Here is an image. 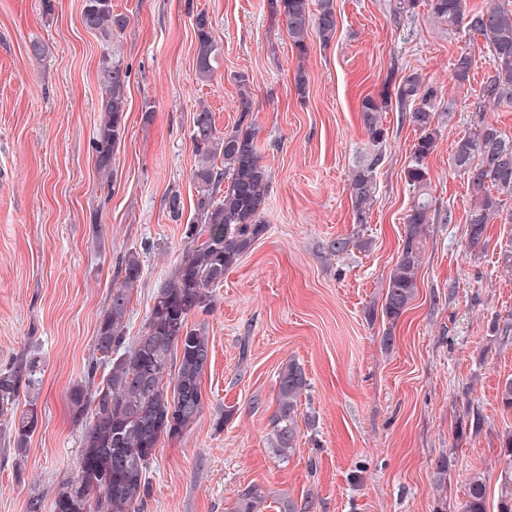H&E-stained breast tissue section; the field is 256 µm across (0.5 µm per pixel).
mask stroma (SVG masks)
Listing matches in <instances>:
<instances>
[{
  "instance_id": "stroma-1",
  "label": "stroma",
  "mask_w": 512,
  "mask_h": 512,
  "mask_svg": "<svg viewBox=\"0 0 512 512\" xmlns=\"http://www.w3.org/2000/svg\"><path fill=\"white\" fill-rule=\"evenodd\" d=\"M395 3L335 0V38L312 40L301 61L270 0H112L130 18L118 43L131 75L125 141L106 192L91 148L103 41L83 26L82 0H56L49 14L42 0H0V370L34 353L42 373L41 422L24 464L0 417V512H25L31 492L51 494L74 470L80 431L67 392L98 358L96 325L118 262L134 251L143 265L128 310L132 337L180 261L193 217V115L207 106L218 130L231 131L239 73L250 77L248 119L270 172L267 231L200 316L213 347L204 413L159 443L146 512H232L252 484L266 492L263 512H284L290 501L311 512H464L475 473L486 512H498L512 489L501 451L512 432V409L501 403L512 379V335L501 333L512 273L499 262L512 224L493 220L470 245L471 195L451 164L490 54L480 36L448 31L426 7L407 16ZM200 10L224 51L208 81L196 75L191 16ZM34 40L47 47L38 61L28 53ZM463 50L472 76L456 86L450 65ZM300 64L302 93L293 81ZM412 71L440 90L428 168L436 209L452 220L427 225L417 294L393 324L383 304L419 136L404 113L383 115L388 138L368 224L353 222L347 179L367 144L361 98ZM173 192L184 203L177 221L166 207ZM341 238L349 245L338 253L331 244ZM291 358L310 386L297 448L281 463L269 452V420L278 371ZM227 410L231 419L215 430Z\"/></svg>"
}]
</instances>
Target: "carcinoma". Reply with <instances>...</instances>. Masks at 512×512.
<instances>
[{
    "mask_svg": "<svg viewBox=\"0 0 512 512\" xmlns=\"http://www.w3.org/2000/svg\"><path fill=\"white\" fill-rule=\"evenodd\" d=\"M428 15L453 32L461 28L482 37L490 52L491 74L472 103L475 117L471 131L459 139L452 157L454 168L467 178L471 194L468 238L475 245L487 224L505 216L512 223V135L485 120L490 106H512V7L500 0H426ZM272 13L286 22L288 37L299 58L309 51L310 36L324 45L336 36L334 0H275ZM84 27L102 37L106 46L98 61L99 110L102 113L93 137L95 166L104 187L114 178L112 160L124 139L128 106V63L115 44L129 25V18L115 12L112 0H84ZM196 40V74L208 81L220 65L223 52L213 38L212 20L203 10L192 15ZM473 59L460 52L453 60L450 81L462 86L470 80ZM239 87L241 118L252 109L250 80L235 77ZM435 89L412 72L384 86L360 103V121L371 150L352 169L347 191L354 223L368 222L375 202L377 169L388 133L383 113L392 103L408 111L409 122L419 132L405 170L414 197L405 216L403 247L389 275L383 313L397 322L417 294V271L422 262L425 225L435 220L431 178L427 165L434 152L439 124ZM190 141L196 157L192 181L194 218L182 232L183 253L153 297L142 330L127 337V314L132 291L141 282L139 255L127 252L119 262L121 282L112 288L101 312L95 348L106 365L95 381L98 365L89 368L88 381L68 392L72 422L80 427V448L73 474L58 485L51 498V512H143L150 497L149 468L164 437L176 439L204 411L202 375L210 360L208 327L192 316L213 306V289L224 273L235 267L266 232L264 208L270 174L262 161L258 131L239 122L227 133L217 130L213 113L202 107L193 116ZM40 359L25 357L17 366L0 372V415L10 410L25 384L28 408L12 413L10 429L16 456L26 457L30 438L39 424L37 412ZM309 386L304 367L286 361L276 379V409L270 419V453L284 461L297 447L300 399ZM266 499L257 486L246 487L233 512H260ZM486 484L473 475L468 483L465 512H486Z\"/></svg>",
    "mask_w": 512,
    "mask_h": 512,
    "instance_id": "cac0c4a2",
    "label": "carcinoma"
}]
</instances>
